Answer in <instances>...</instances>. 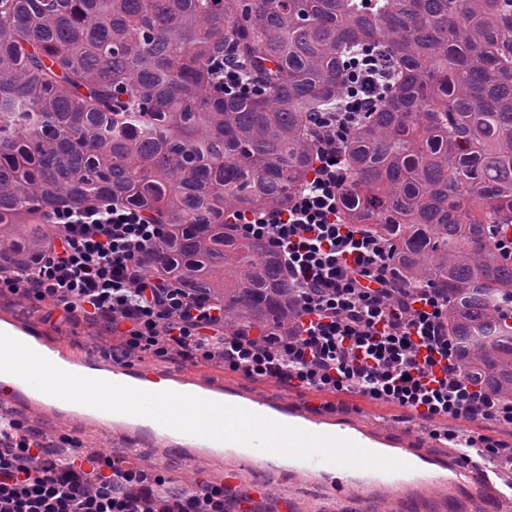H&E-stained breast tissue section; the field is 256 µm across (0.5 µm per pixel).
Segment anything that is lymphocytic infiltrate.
Listing matches in <instances>:
<instances>
[{"instance_id":"f902f5d3","label":"lymphocytic infiltrate","mask_w":512,"mask_h":512,"mask_svg":"<svg viewBox=\"0 0 512 512\" xmlns=\"http://www.w3.org/2000/svg\"><path fill=\"white\" fill-rule=\"evenodd\" d=\"M386 56L352 66L334 111L311 115L320 133L308 182L287 208L244 217L242 235L265 241L296 289L289 336H228L224 306L190 296L150 273L145 255L166 235L116 200L88 201L49 218L53 240L37 269L0 273V288L50 303L64 321L100 326L126 358L176 353L251 379L316 392H351L426 423L464 420L512 430V399L494 397L460 372L448 334V300L433 288H400L392 248L360 224L343 223L337 198L344 143L382 98ZM224 486L174 484L165 474L114 464L73 444L56 456L24 421L0 420V512H234Z\"/></svg>"}]
</instances>
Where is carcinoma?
<instances>
[{
	"label": "carcinoma",
	"mask_w": 512,
	"mask_h": 512,
	"mask_svg": "<svg viewBox=\"0 0 512 512\" xmlns=\"http://www.w3.org/2000/svg\"><path fill=\"white\" fill-rule=\"evenodd\" d=\"M394 79L345 143L339 212L393 246L392 278L448 298L461 370L512 397V0H8L0 16V271L38 266L48 216L96 198L167 225L146 265L285 336L295 290L237 217L288 206L312 112L348 61ZM222 51L257 81L212 83Z\"/></svg>",
	"instance_id": "cac0c4a2"
}]
</instances>
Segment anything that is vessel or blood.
<instances>
[{
  "mask_svg": "<svg viewBox=\"0 0 512 512\" xmlns=\"http://www.w3.org/2000/svg\"><path fill=\"white\" fill-rule=\"evenodd\" d=\"M0 331L31 346L64 370L89 377L127 384L144 390L160 386L205 399L237 405L274 421L301 429L339 436L362 447L409 465L408 471L385 473L377 470L337 466L318 458L288 459L256 448L183 434L150 419L106 413L91 407L68 403L48 396L22 379L0 374V407L33 410L56 420L59 425L104 429L126 438L131 446H162L176 451L180 458H201L225 463L224 484H239L242 473L260 467L281 470L306 479L327 495L342 498L353 493L370 497L383 490L418 492L436 485L448 490L466 488L470 493L491 498L497 512H512V486L498 482L497 466L485 455L455 456L448 459L393 442L356 423L337 427L334 413L324 410L295 409L287 404L259 398L245 390H230L222 382H204L188 371H164L136 358L82 356L71 352L58 337L46 335L37 326L12 318L0 320Z\"/></svg>",
  "mask_w": 512,
  "mask_h": 512,
  "instance_id": "1",
  "label": "vessel or blood"
}]
</instances>
